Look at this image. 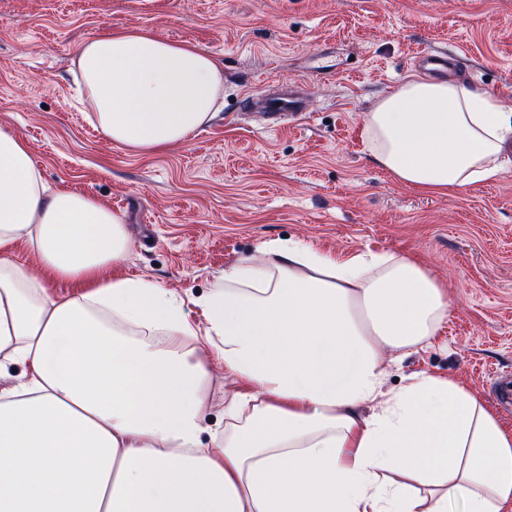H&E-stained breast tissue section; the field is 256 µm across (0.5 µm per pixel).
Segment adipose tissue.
<instances>
[{
  "label": "adipose tissue",
  "instance_id": "1",
  "mask_svg": "<svg viewBox=\"0 0 512 512\" xmlns=\"http://www.w3.org/2000/svg\"><path fill=\"white\" fill-rule=\"evenodd\" d=\"M77 68L95 127L136 153L187 141L224 94L214 57L146 29L87 39ZM511 139L512 109L463 80L409 76L364 119L373 162L428 193L494 177ZM129 245L119 215L49 190L0 129V512L512 506V432L467 388L423 373L382 393V348L409 355L448 317L416 261L273 241L216 277L196 322L171 290L117 275ZM213 363L240 384L216 428Z\"/></svg>",
  "mask_w": 512,
  "mask_h": 512
}]
</instances>
